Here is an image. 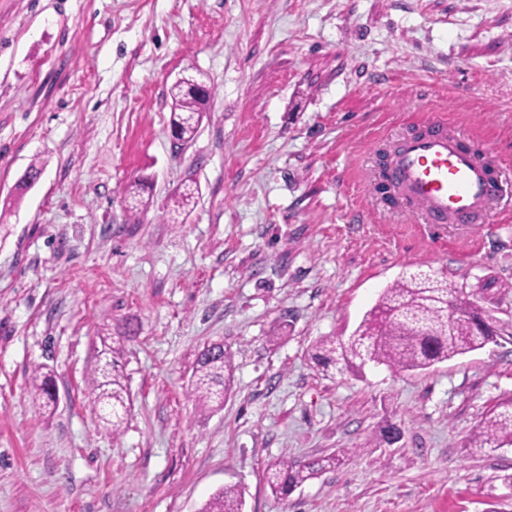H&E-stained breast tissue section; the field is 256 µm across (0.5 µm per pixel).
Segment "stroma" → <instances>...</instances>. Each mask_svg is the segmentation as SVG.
I'll return each mask as SVG.
<instances>
[{"label": "stroma", "mask_w": 512, "mask_h": 512, "mask_svg": "<svg viewBox=\"0 0 512 512\" xmlns=\"http://www.w3.org/2000/svg\"><path fill=\"white\" fill-rule=\"evenodd\" d=\"M182 76L215 94L181 149ZM441 111L512 184V0H0V512H199L228 485L243 512H512V445H469L512 399V223L438 233L376 180ZM189 181L196 205L169 218ZM418 265L465 286L497 341L425 371L310 360ZM129 324L116 434L88 379ZM211 342L232 390L201 409ZM38 367L54 409L29 395ZM340 449L288 498L264 481ZM233 355L222 343H212L198 354L189 395L202 409L219 407L232 388Z\"/></svg>", "instance_id": "35a3bbf8"}]
</instances>
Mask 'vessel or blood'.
<instances>
[{"label":"vessel or blood","instance_id":"b4317fda","mask_svg":"<svg viewBox=\"0 0 512 512\" xmlns=\"http://www.w3.org/2000/svg\"><path fill=\"white\" fill-rule=\"evenodd\" d=\"M497 178L492 161L436 117L402 142L383 182L416 208L423 223L489 224Z\"/></svg>","mask_w":512,"mask_h":512}]
</instances>
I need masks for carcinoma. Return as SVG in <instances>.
I'll list each match as a JSON object with an SVG mask.
<instances>
[{
	"label": "carcinoma",
	"instance_id": "cac0c4a2",
	"mask_svg": "<svg viewBox=\"0 0 512 512\" xmlns=\"http://www.w3.org/2000/svg\"><path fill=\"white\" fill-rule=\"evenodd\" d=\"M198 80L186 78L171 89L172 135L184 143L192 141L211 96L210 86L197 90ZM198 188L187 184L173 197V211H190ZM498 331L487 310L468 299L463 290L448 288L444 272L402 273L379 295L375 305L347 339L324 336L311 347L309 356L324 370L339 374L358 372L366 364L393 370L427 369L436 363L484 348L496 341ZM130 336H119L102 349L89 378L94 407L112 408V433H117L130 406V392L124 383L119 360ZM233 355L222 343H212L198 354L189 395L202 409L219 407L232 388ZM36 394L50 406L54 393L50 376L35 370ZM512 445V401L493 410L470 439L473 448ZM342 457L331 453L309 461L283 457L269 465L265 481L273 494L286 497L303 483L336 467ZM243 496L237 486H226L203 505L201 512H243Z\"/></svg>",
	"mask_w": 512,
	"mask_h": 512
}]
</instances>
